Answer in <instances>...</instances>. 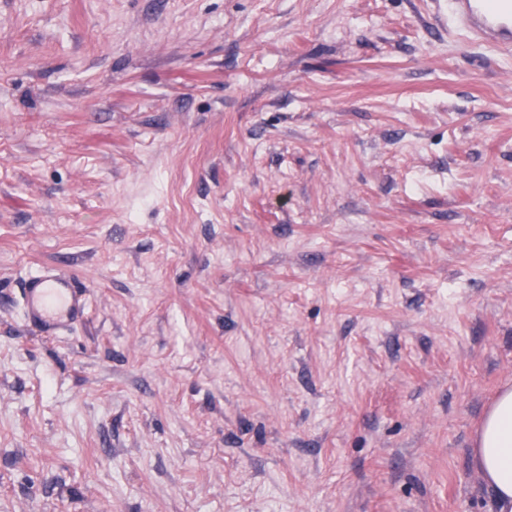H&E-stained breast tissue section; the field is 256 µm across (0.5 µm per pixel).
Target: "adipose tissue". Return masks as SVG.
<instances>
[{
	"mask_svg": "<svg viewBox=\"0 0 512 512\" xmlns=\"http://www.w3.org/2000/svg\"><path fill=\"white\" fill-rule=\"evenodd\" d=\"M498 512H512V387H505L484 416L471 450Z\"/></svg>",
	"mask_w": 512,
	"mask_h": 512,
	"instance_id": "adipose-tissue-1",
	"label": "adipose tissue"
}]
</instances>
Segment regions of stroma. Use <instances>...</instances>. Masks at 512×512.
Listing matches in <instances>:
<instances>
[{"instance_id": "stroma-1", "label": "stroma", "mask_w": 512, "mask_h": 512, "mask_svg": "<svg viewBox=\"0 0 512 512\" xmlns=\"http://www.w3.org/2000/svg\"><path fill=\"white\" fill-rule=\"evenodd\" d=\"M511 383L512 53L448 0H0V512H497ZM86 292L69 273L41 266L21 290L27 326L46 336L69 332L84 315ZM471 460L498 512L512 511V387L497 396L477 429Z\"/></svg>"}]
</instances>
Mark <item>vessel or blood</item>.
<instances>
[{
    "label": "vessel or blood",
    "mask_w": 512,
    "mask_h": 512,
    "mask_svg": "<svg viewBox=\"0 0 512 512\" xmlns=\"http://www.w3.org/2000/svg\"><path fill=\"white\" fill-rule=\"evenodd\" d=\"M454 22L473 43L512 51V0H451ZM26 323L47 336L69 332L86 309V289L66 272L40 267L21 290Z\"/></svg>",
    "instance_id": "vessel-or-blood-1"
}]
</instances>
